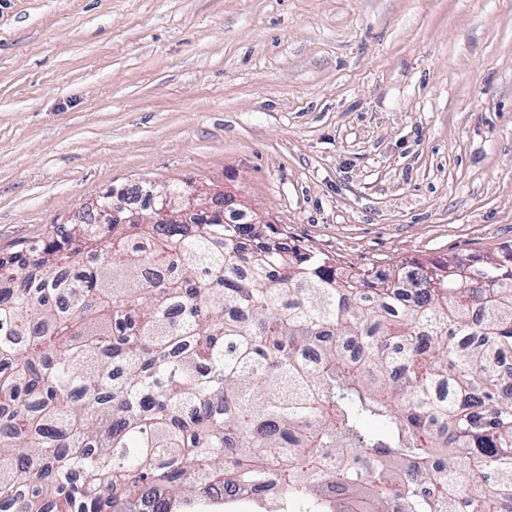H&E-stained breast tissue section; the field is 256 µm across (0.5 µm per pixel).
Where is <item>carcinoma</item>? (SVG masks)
<instances>
[{
	"instance_id": "cac0c4a2",
	"label": "carcinoma",
	"mask_w": 512,
	"mask_h": 512,
	"mask_svg": "<svg viewBox=\"0 0 512 512\" xmlns=\"http://www.w3.org/2000/svg\"><path fill=\"white\" fill-rule=\"evenodd\" d=\"M509 352L512 248L343 267L222 210L121 224L108 190L0 258V504L203 512L202 476L282 512H512Z\"/></svg>"
}]
</instances>
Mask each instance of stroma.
I'll return each instance as SVG.
<instances>
[{"label":"stroma","instance_id":"stroma-1","mask_svg":"<svg viewBox=\"0 0 512 512\" xmlns=\"http://www.w3.org/2000/svg\"><path fill=\"white\" fill-rule=\"evenodd\" d=\"M192 180L356 268L512 245V0H0V255Z\"/></svg>","mask_w":512,"mask_h":512}]
</instances>
